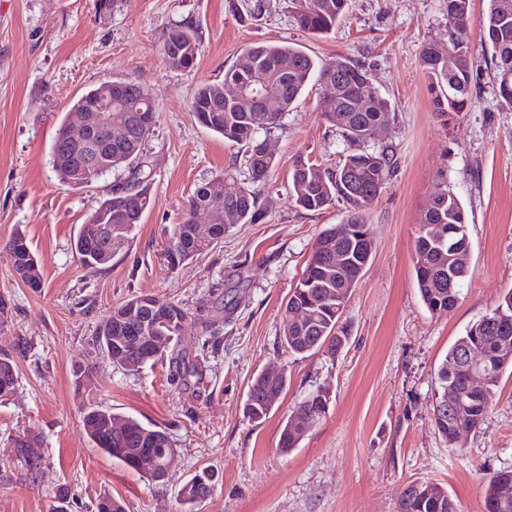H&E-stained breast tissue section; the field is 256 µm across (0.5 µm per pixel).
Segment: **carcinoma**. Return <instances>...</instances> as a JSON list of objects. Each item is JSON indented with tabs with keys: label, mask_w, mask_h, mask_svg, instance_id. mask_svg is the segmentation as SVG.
<instances>
[{
	"label": "carcinoma",
	"mask_w": 512,
	"mask_h": 512,
	"mask_svg": "<svg viewBox=\"0 0 512 512\" xmlns=\"http://www.w3.org/2000/svg\"><path fill=\"white\" fill-rule=\"evenodd\" d=\"M349 0H297L291 21L298 29L325 34L336 27ZM471 0H448V41L451 46L467 45L466 34ZM483 42L492 52L499 95L512 108V0H488L483 20ZM201 52V40L187 23L173 25L161 47L162 60L173 70L194 67ZM420 61L429 81L434 111L440 116L459 114L471 101L469 52L441 51L430 40L420 51ZM320 87L322 97L330 98L327 120L346 143V152L336 166L325 168L297 159L290 173V197L310 212L326 209L340 199L347 214L316 238L301 278L286 301L288 312L303 311L304 320L283 318L280 346L283 353L303 356L323 349L334 352L340 340H348L339 325L353 288L360 279V266L370 263L374 243L365 221L367 206L381 193L391 176L395 158L392 146L369 148L372 131L395 122L391 104L374 85L368 68L348 57L319 60L299 47L278 43H258L244 49L237 62L224 71L220 82L201 85L191 110L198 122L243 149V162L252 181L266 179L275 166L272 154L263 148L260 132L277 128L279 114L263 111L256 92L263 91L281 101L280 111H289L304 93L310 80ZM112 93V133L97 130L96 143L104 148L97 167H83L72 152L54 141L51 159L59 180L73 189L97 182L109 172L127 173L115 184L94 211L97 218L112 225V239L127 238L149 208L152 169L145 144L155 125L152 94L133 79L103 82L79 96L64 114L67 124L74 113L88 110L104 94ZM201 211L222 216V230L192 219ZM266 218L260 196L245 185L231 166L198 185L188 200L181 222L168 229L165 256L178 266L218 244V239L235 224H260ZM468 216L459 197L446 188L430 197L415 239L414 272L422 303L431 313L458 304L462 287L474 274ZM21 241L23 250L13 266L14 276L33 288L43 282L39 259L25 233L17 231L11 241ZM74 250L81 263L92 272L112 263V249L83 224L74 239ZM512 320V290L475 321L465 335L449 348L438 372L439 388L466 389L472 366L461 362L460 353L469 347L482 354L483 388L463 399L468 422L477 430L492 406L503 373L512 368V340L499 343L493 330L495 321ZM192 314L181 304L148 294L135 295L112 309L101 323L94 345L112 366L137 372L150 362L169 358L173 378L184 380L203 376L201 362L191 361L178 349L179 341ZM145 337L149 344L140 342ZM95 366L81 365L75 370V386L86 393L82 406V425L93 447L124 463L155 482H165L164 464L174 451L169 434L158 427H147L136 419L121 415L92 397ZM17 381L14 361L0 354V401L14 392ZM288 385L287 369L265 368L250 382L243 403L244 415L262 423L278 405ZM329 390L318 386L297 404L294 418L286 419L280 447L288 452L297 447L308 430V423L320 420L328 410ZM16 445L13 452L0 455V471L21 468L24 477L37 480L42 472L40 435L26 430L8 437ZM212 476L202 473L187 480L180 490L184 501L196 505L212 492ZM498 503V512H512V470L495 473L485 487V504ZM93 512H126L122 501L104 494L93 504ZM401 512H458L455 500L437 483L425 481L412 487L401 500Z\"/></svg>",
	"instance_id": "obj_1"
}]
</instances>
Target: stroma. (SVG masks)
<instances>
[{
	"instance_id": "35a3bbf8",
	"label": "stroma",
	"mask_w": 512,
	"mask_h": 512,
	"mask_svg": "<svg viewBox=\"0 0 512 512\" xmlns=\"http://www.w3.org/2000/svg\"><path fill=\"white\" fill-rule=\"evenodd\" d=\"M293 3L264 0L253 16L246 0H117L109 14L95 0H0V353L13 356L18 376L13 396L0 403V454L9 434L32 429L44 457L36 481L0 472V512H52L61 490L71 512H90L103 494L123 499L127 512H189L179 487L204 471L213 491L198 512H398L403 488L416 480L440 484L459 512H484L486 482L512 470V374L503 375L481 428L458 443H448L433 419L449 346L512 289V109L501 104L482 41L488 2L472 0V100L449 119L435 112L419 59L425 41H448V0H350L322 36L292 25ZM184 20L201 53L193 69L172 70L160 46ZM257 42L357 60L395 107L394 124L374 139L393 144L396 159L366 209L374 252L342 315L350 341L333 356L295 359L279 342L284 302L316 237L345 212L340 201L309 212L289 196L296 158L330 168L346 149L316 83L267 137L276 166L258 185L265 221L234 225L214 249L175 267L164 253L167 230L195 187L242 157L198 123L194 93L222 80ZM124 77L146 85L156 104L146 145L152 205L130 238L113 244L111 267L91 273L73 239L124 174L72 189L52 168L51 146L79 95ZM444 185L468 212L475 273L453 309L433 314L415 284L414 240L423 209ZM18 229L41 262L42 288L12 275L6 244ZM228 290L235 308L227 313L220 299ZM141 293L213 321L219 349L203 348L197 322L180 342L201 355L202 384L167 381L158 363L129 373L92 354L91 339L112 308ZM91 362L98 401L168 432L175 450L169 482H154L89 442L73 370ZM272 365L287 366L288 387L257 425L244 417L243 403L254 373ZM319 385L330 389L326 416L281 453L286 417Z\"/></svg>"
}]
</instances>
